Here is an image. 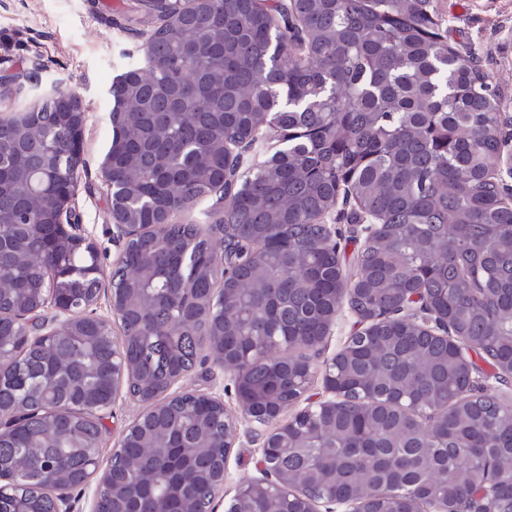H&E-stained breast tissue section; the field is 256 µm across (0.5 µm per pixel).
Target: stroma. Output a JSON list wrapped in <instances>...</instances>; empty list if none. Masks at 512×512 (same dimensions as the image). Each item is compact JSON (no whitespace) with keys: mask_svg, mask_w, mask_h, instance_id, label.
<instances>
[{"mask_svg":"<svg viewBox=\"0 0 512 512\" xmlns=\"http://www.w3.org/2000/svg\"><path fill=\"white\" fill-rule=\"evenodd\" d=\"M447 44L473 54L497 93L505 133H512V0H437ZM137 0H115L106 9L101 0H0V73H28L40 67L43 86L66 80L80 98L85 114L82 156L71 209L85 233L96 243L103 272L118 263L121 248L112 240L110 191L101 165L112 136L110 105L103 97L128 65L143 66L140 32L151 30ZM356 328L348 308L337 313L328 335L312 356L310 383L298 408L314 404L324 394L321 371L345 345ZM185 390L222 397L235 421L237 438L226 463L224 487L213 500V512H224L238 483L261 474L260 444L267 426L252 422L236 400L232 372L213 362L186 376ZM141 402L120 393L105 421L101 463H108L127 427L143 411Z\"/></svg>","mask_w":512,"mask_h":512,"instance_id":"stroma-1","label":"stroma"}]
</instances>
